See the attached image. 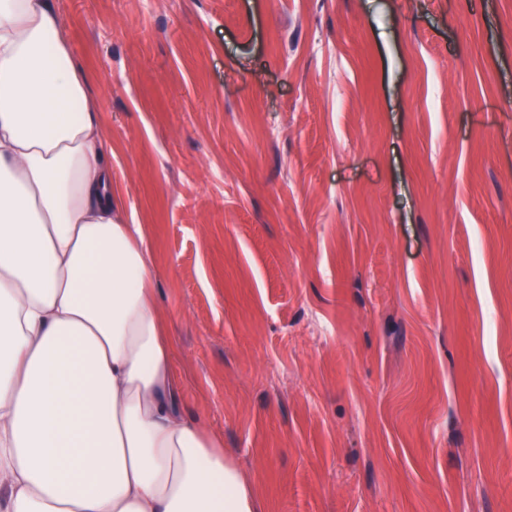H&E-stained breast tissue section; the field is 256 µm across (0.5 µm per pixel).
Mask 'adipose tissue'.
<instances>
[{"mask_svg": "<svg viewBox=\"0 0 512 512\" xmlns=\"http://www.w3.org/2000/svg\"><path fill=\"white\" fill-rule=\"evenodd\" d=\"M97 111L50 0H0V512H259L182 410Z\"/></svg>", "mask_w": 512, "mask_h": 512, "instance_id": "ef3b65f1", "label": "adipose tissue"}]
</instances>
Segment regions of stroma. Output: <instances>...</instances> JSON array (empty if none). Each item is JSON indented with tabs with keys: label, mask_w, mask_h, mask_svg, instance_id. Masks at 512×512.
Segmentation results:
<instances>
[{
	"label": "stroma",
	"mask_w": 512,
	"mask_h": 512,
	"mask_svg": "<svg viewBox=\"0 0 512 512\" xmlns=\"http://www.w3.org/2000/svg\"><path fill=\"white\" fill-rule=\"evenodd\" d=\"M54 6L261 512H512V0Z\"/></svg>",
	"instance_id": "stroma-1"
}]
</instances>
